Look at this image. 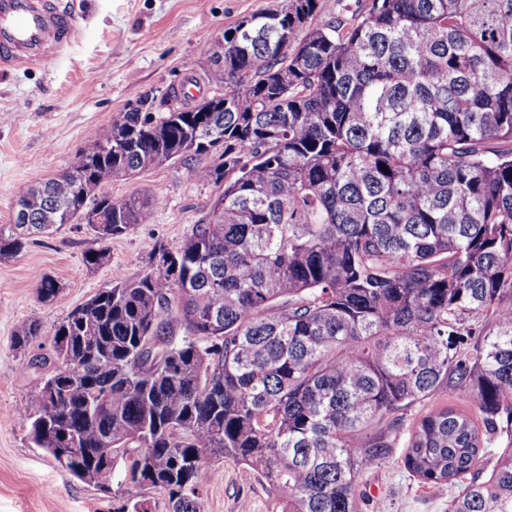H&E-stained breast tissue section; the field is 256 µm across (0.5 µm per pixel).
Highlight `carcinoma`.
Segmentation results:
<instances>
[{
    "mask_svg": "<svg viewBox=\"0 0 512 512\" xmlns=\"http://www.w3.org/2000/svg\"><path fill=\"white\" fill-rule=\"evenodd\" d=\"M316 9L243 18L206 73L220 97L144 99L18 192L0 256L66 224L104 243L150 223L154 196L96 194L114 178L180 161L220 189L178 248L55 326L19 415L74 478L136 488L131 512H155L148 489L204 512L226 457L279 512H359L360 475L402 431L448 512H512V0ZM40 336L29 320L13 348ZM439 392L475 411L407 417ZM361 2V0H318L313 23L321 25L337 17L350 16L361 9Z\"/></svg>",
    "mask_w": 512,
    "mask_h": 512,
    "instance_id": "1",
    "label": "carcinoma"
}]
</instances>
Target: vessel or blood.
Returning <instances> with one entry per match:
<instances>
[{
    "label": "vessel or blood",
    "mask_w": 512,
    "mask_h": 512,
    "mask_svg": "<svg viewBox=\"0 0 512 512\" xmlns=\"http://www.w3.org/2000/svg\"><path fill=\"white\" fill-rule=\"evenodd\" d=\"M77 30V15L55 0H0V70L41 63Z\"/></svg>",
    "instance_id": "b4317fda"
}]
</instances>
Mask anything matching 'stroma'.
Segmentation results:
<instances>
[{
    "label": "stroma",
    "mask_w": 512,
    "mask_h": 512,
    "mask_svg": "<svg viewBox=\"0 0 512 512\" xmlns=\"http://www.w3.org/2000/svg\"><path fill=\"white\" fill-rule=\"evenodd\" d=\"M58 2L81 17L70 44L43 63L0 70V225L13 222L20 187L70 167L92 132L108 127L115 113L136 106L141 97L162 98L170 87L191 80L202 95H215L205 74L225 29L284 0ZM101 190L116 199L142 190L160 201L151 223L103 245L108 254L103 264L86 266V253L101 245L86 228L72 224L0 257V512H120L126 502L74 478L44 449L33 447L30 424L17 408L47 370L43 358L55 325L117 279L147 269L156 244L178 248L193 224L209 214L218 191L188 180L178 162L114 179ZM42 274L64 286L47 304L34 288ZM33 317L41 337L18 353L12 338ZM403 453V446H395L386 461L360 476L362 512H448L447 486H419ZM274 508L264 480L229 457L213 464L205 512Z\"/></svg>",
    "instance_id": "35a3bbf8"
}]
</instances>
